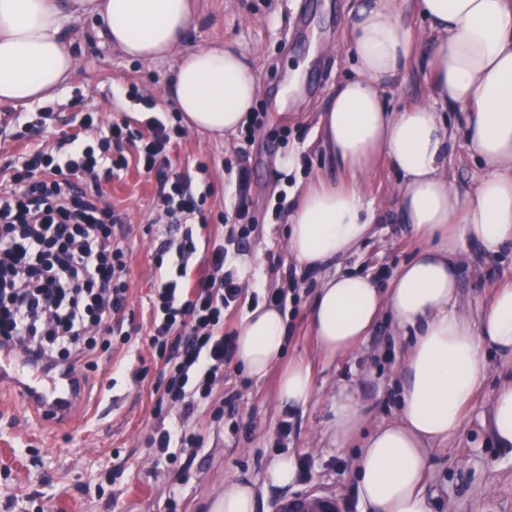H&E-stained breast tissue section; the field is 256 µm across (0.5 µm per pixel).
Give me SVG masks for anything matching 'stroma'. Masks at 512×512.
I'll return each mask as SVG.
<instances>
[{"label": "stroma", "instance_id": "1", "mask_svg": "<svg viewBox=\"0 0 512 512\" xmlns=\"http://www.w3.org/2000/svg\"><path fill=\"white\" fill-rule=\"evenodd\" d=\"M354 0H199V13L184 48L213 39L232 44L249 60L260 90L251 112L259 125L253 140L227 143L186 132L168 153L171 171L189 176L195 193L212 189L202 207L210 234L219 235L228 260L250 261L236 308L224 316V331L238 333L254 304L285 290L284 363L303 360L313 371L315 391L301 409L277 399L282 365L262 379L248 375L234 356L208 398L199 400L187 425L192 448L172 456L155 454L150 443L158 421L153 390L163 363L147 335L110 346L87 369L82 397L67 427L37 423L10 396L0 397V512H209L213 498L232 483L258 490L257 512H278L288 498L319 493L341 501L347 512H364L357 493L360 440L336 447L330 425L340 390L359 400L367 426L394 420L401 404L402 365L415 335L382 313L369 336L351 355L332 358L312 337L308 313L326 276L347 271L373 273L389 287L399 268L419 248L397 209L400 178L388 161L356 177L330 161L321 145L319 120L339 83L355 78L356 61L347 49V23ZM78 65L52 99L23 105L25 122L0 132V172L24 153L50 148L81 130L82 114L101 123L137 121L150 110L171 119L176 109L162 95L170 62L131 60L112 49L92 24L75 39ZM429 98L421 66L411 65L382 92L388 111ZM50 120H41L42 112ZM295 151L300 169L281 176L279 155ZM448 172L460 188H475L483 168L462 137L448 153ZM356 186L382 209V221L336 267L326 273L301 271L287 251L285 216L302 190L317 179ZM155 173L128 168L103 183L106 201L132 227L128 326L151 322V289L160 280L154 256L179 224L159 218L154 203ZM245 216H238L239 202ZM460 305L477 317L495 288L512 282V247L486 252L460 243ZM486 374L465 411V427L436 444L422 489L430 512H512V449L497 447L488 428L490 402L512 381V364L494 351L485 355ZM283 454L300 470L285 487L268 483L267 468Z\"/></svg>", "mask_w": 512, "mask_h": 512}]
</instances>
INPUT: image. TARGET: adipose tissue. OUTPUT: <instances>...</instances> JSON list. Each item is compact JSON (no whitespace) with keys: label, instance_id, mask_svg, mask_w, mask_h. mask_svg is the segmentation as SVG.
<instances>
[{"label":"adipose tissue","instance_id":"1","mask_svg":"<svg viewBox=\"0 0 512 512\" xmlns=\"http://www.w3.org/2000/svg\"><path fill=\"white\" fill-rule=\"evenodd\" d=\"M407 6L425 20L424 31L403 20ZM191 17V0H0V102L54 97L77 66L66 25L93 21L129 58L173 59L164 98L190 130L227 139L248 120L259 85L224 43L183 49ZM348 33L358 76L337 85L323 112V145L355 175H368L378 158L387 159L401 176L403 221L422 247L385 291L368 275L327 278L309 326L321 350L338 357L366 338L381 310L400 328H416L400 411L393 422L369 429L357 489L367 512H428L422 483L430 444L462 430L484 377L486 348L512 359V285L499 287L475 321L460 310L458 292L461 240L491 253L512 242V0H359ZM422 41L431 44L424 56ZM419 58L429 101L387 111L381 90ZM448 109L461 113L457 132L485 169L471 192L448 176L454 134L441 117ZM378 213L361 189L320 181L286 215L287 248L299 266L324 268L370 233ZM285 339L281 311L257 306L242 323L235 356L262 378L282 358ZM312 391L310 368L289 364L280 403L306 405ZM365 427L354 394H340L331 423L337 447Z\"/></svg>","mask_w":512,"mask_h":512}]
</instances>
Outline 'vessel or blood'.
<instances>
[{
	"label": "vessel or blood",
	"instance_id": "vessel-or-blood-1",
	"mask_svg": "<svg viewBox=\"0 0 512 512\" xmlns=\"http://www.w3.org/2000/svg\"><path fill=\"white\" fill-rule=\"evenodd\" d=\"M4 389L14 391L48 422L63 417V404L80 398L72 377L57 373L44 377L21 353L0 350V391ZM280 512H343V506L334 498L302 495L284 502Z\"/></svg>",
	"mask_w": 512,
	"mask_h": 512
}]
</instances>
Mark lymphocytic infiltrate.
Returning <instances> with one entry per match:
<instances>
[{
  "mask_svg": "<svg viewBox=\"0 0 512 512\" xmlns=\"http://www.w3.org/2000/svg\"><path fill=\"white\" fill-rule=\"evenodd\" d=\"M183 133L150 116L135 131L115 122L95 141L75 134L23 156L13 189L0 192V345L70 375L96 356L102 336L123 328L132 228L103 203L102 183L132 163L157 170L161 211L171 223H187L200 201L182 175L165 168ZM122 145L130 156H113ZM198 248L190 230L161 246L175 272L162 276L151 297V345L167 366L156 386L158 416L172 404L193 414L197 397L222 376L233 342L224 314L237 304L239 286L224 268L225 247L209 242L205 266L192 271Z\"/></svg>",
  "mask_w": 512,
  "mask_h": 512,
  "instance_id": "1",
  "label": "lymphocytic infiltrate"
}]
</instances>
